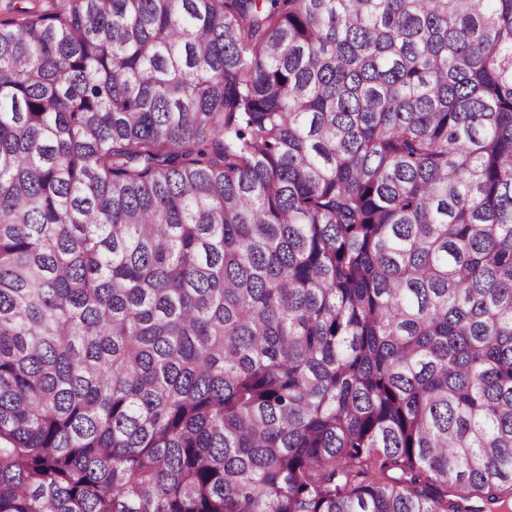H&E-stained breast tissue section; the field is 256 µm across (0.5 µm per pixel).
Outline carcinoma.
I'll use <instances>...</instances> for the list:
<instances>
[{
  "instance_id": "carcinoma-1",
  "label": "carcinoma",
  "mask_w": 512,
  "mask_h": 512,
  "mask_svg": "<svg viewBox=\"0 0 512 512\" xmlns=\"http://www.w3.org/2000/svg\"><path fill=\"white\" fill-rule=\"evenodd\" d=\"M512 512V0L0 21V512Z\"/></svg>"
}]
</instances>
